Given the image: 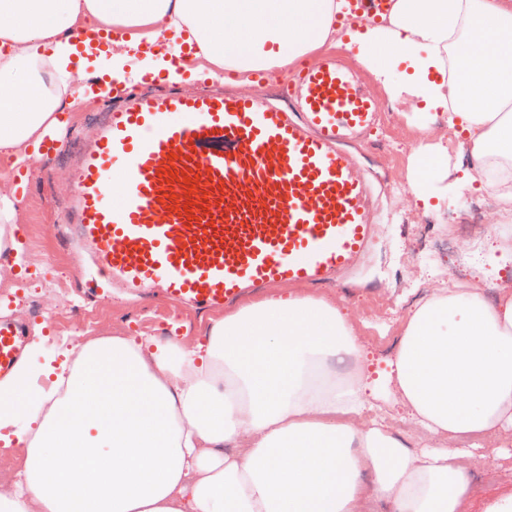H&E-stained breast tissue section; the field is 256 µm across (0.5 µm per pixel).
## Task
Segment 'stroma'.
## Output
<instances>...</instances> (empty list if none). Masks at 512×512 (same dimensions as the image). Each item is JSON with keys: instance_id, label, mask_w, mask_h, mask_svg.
Wrapping results in <instances>:
<instances>
[{"instance_id": "stroma-1", "label": "stroma", "mask_w": 512, "mask_h": 512, "mask_svg": "<svg viewBox=\"0 0 512 512\" xmlns=\"http://www.w3.org/2000/svg\"><path fill=\"white\" fill-rule=\"evenodd\" d=\"M364 83L377 96L379 119L348 150L359 174L376 190L373 205L381 221L379 232L353 274L323 287L299 284L295 290L336 302L358 330L370 359L379 360L393 356V344L400 338L416 297H429L434 289L449 284L448 263L433 251V242L450 239L458 252L471 254L465 234H450L448 214L459 210L474 191L461 182L471 169V159L459 153L443 110L419 112L409 103H390L379 96L372 78H365ZM106 107L105 101L93 99L65 113L55 147L30 168L15 170L11 159L0 156V189L15 192L20 201L17 223L22 258L18 264L10 259L0 262V283L5 286L0 292V318L25 323L28 335L42 334L43 349L51 354L109 327L123 329L129 336L189 343L203 335L212 318L208 312L124 294L78 251L68 228L58 225L57 210L73 194L79 156ZM440 147L448 150L451 176L429 185V193L441 196L442 202L439 208L428 209L417 198L414 158L417 149L432 153ZM415 248L425 254L416 266L409 262ZM69 275L77 282L73 296L77 312L71 319L72 335L61 336L53 319L59 300L50 280ZM29 293L41 298L38 315L26 312ZM476 457L479 466L495 472L496 479L474 488L464 512H493L496 504L512 497V430L481 440Z\"/></svg>"}]
</instances>
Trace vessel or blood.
<instances>
[{"instance_id":"vessel-or-blood-1","label":"vessel or blood","mask_w":512,"mask_h":512,"mask_svg":"<svg viewBox=\"0 0 512 512\" xmlns=\"http://www.w3.org/2000/svg\"><path fill=\"white\" fill-rule=\"evenodd\" d=\"M295 82L294 115L258 99L123 91L125 106L81 158L62 218L101 274L218 309L253 289L321 284L351 269L375 221L368 183L342 145L373 127L378 104L338 60ZM25 346V325L0 319V381Z\"/></svg>"}]
</instances>
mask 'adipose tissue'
I'll use <instances>...</instances> for the list:
<instances>
[{
    "label": "adipose tissue",
    "instance_id": "ef3b65f1",
    "mask_svg": "<svg viewBox=\"0 0 512 512\" xmlns=\"http://www.w3.org/2000/svg\"><path fill=\"white\" fill-rule=\"evenodd\" d=\"M344 0H0V155L30 167L86 100L144 79L251 86L336 49L388 100L448 114L482 189L512 215V0H392L348 26ZM113 33L105 53L97 33ZM191 62L174 64L170 48ZM403 78L395 82L392 71ZM52 381L42 386L39 374ZM421 428L407 445L381 404ZM512 426V291L439 288L371 372L336 304L275 292L186 344L115 331L0 382V449L23 489L0 512H462L469 442Z\"/></svg>",
    "mask_w": 512,
    "mask_h": 512
}]
</instances>
